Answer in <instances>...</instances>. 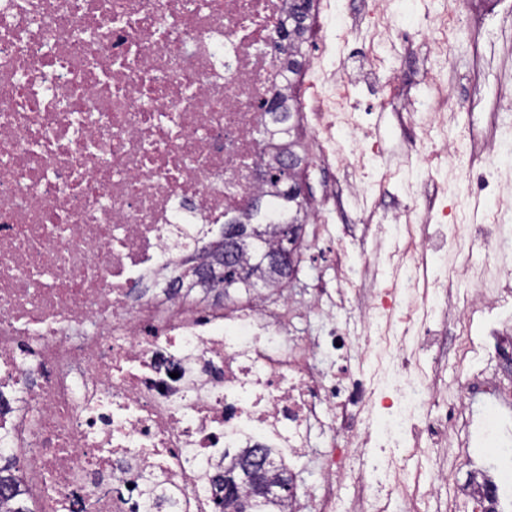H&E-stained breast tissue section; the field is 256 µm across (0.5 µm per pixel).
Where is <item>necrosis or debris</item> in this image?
I'll list each match as a JSON object with an SVG mask.
<instances>
[{"label":"necrosis or debris","mask_w":512,"mask_h":512,"mask_svg":"<svg viewBox=\"0 0 512 512\" xmlns=\"http://www.w3.org/2000/svg\"><path fill=\"white\" fill-rule=\"evenodd\" d=\"M387 37L364 58L379 94L391 89L381 49L413 43L389 0H366ZM286 0H0V458L34 451L21 487L38 512H224L214 480L246 449L274 467L316 462L320 512L356 490L347 512H419L445 484L463 512H512V445L496 410L512 409V337L497 324L507 297L489 274L512 273V191L497 185L512 126L470 151L481 166L458 180L462 202L499 189L481 235L455 214L453 242H434V201L365 219L379 252L354 265L336 245V283H317L304 308L323 324L290 333L287 312L242 298L208 304L174 287L224 224L264 191L255 130L262 100L287 81L270 43ZM398 112L407 153L425 159L417 129L448 130L446 77ZM351 87L308 85L319 157L383 188L404 175L380 169V142L347 151L333 136L363 123ZM494 259L474 265L477 243ZM443 275L427 278L429 261ZM472 292L454 296V283ZM365 288L355 314L334 317ZM482 325L457 364L455 399L438 386L439 334L449 316ZM495 351L502 367L484 364ZM483 397L494 410L474 419ZM487 443L498 478L454 440ZM323 453H316L315 443ZM433 453L429 475L409 460Z\"/></svg>","instance_id":"necrosis-or-debris-1"}]
</instances>
